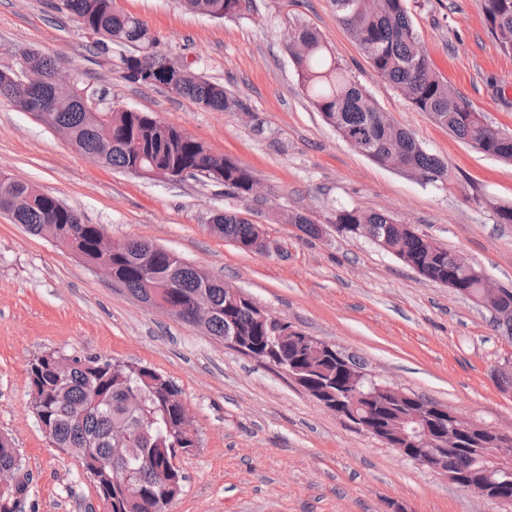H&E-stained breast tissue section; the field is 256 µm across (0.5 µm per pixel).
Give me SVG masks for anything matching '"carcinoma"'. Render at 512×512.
<instances>
[{
    "label": "carcinoma",
    "mask_w": 512,
    "mask_h": 512,
    "mask_svg": "<svg viewBox=\"0 0 512 512\" xmlns=\"http://www.w3.org/2000/svg\"><path fill=\"white\" fill-rule=\"evenodd\" d=\"M82 29L95 37V54L113 59L121 78L145 85V76L167 55L157 49L148 25L139 17L119 10L115 0H61ZM249 0H180L188 12L223 19L241 15ZM337 21L358 42L374 70L408 100L411 106L427 113L439 126L467 144L481 146L482 152L512 162V139L483 123L469 103L430 66L420 45L407 8V0H379L371 8L369 0H331ZM487 27L497 38L500 50L512 55V0H482ZM286 49L306 95L323 119L352 148L371 161L398 169L409 177L446 189L455 186L448 163L423 150L413 135L394 124L379 120L381 110L366 91L349 75L325 38L305 24L288 32ZM29 66L51 72L57 62L37 49H29ZM185 77L173 90L178 96L204 105L208 111L224 112L239 106V101L224 86L199 76L194 65L184 67ZM49 108L37 115L48 127L68 131V144L94 163L126 174L140 169L178 167L191 176L207 177L218 173L224 187L245 201L254 176L251 171L186 131L165 124L147 112L117 108L107 101L104 89H91L76 81L71 85L45 89ZM28 95V90L11 77L0 73V98L13 103ZM30 185L12 180L0 191V210H8L11 199L25 194ZM13 223L41 236L54 232L67 238L84 261L110 259L118 283L140 300L161 298L190 306L201 290H206L214 315L205 328L208 335L222 341L238 336L262 350L278 364L290 363L302 369V384L310 391L336 387L345 379L336 374V358L320 354L303 340L279 343L267 326L258 321L247 300L233 305L228 300L230 285L209 277L167 249L144 239L128 240L119 256L107 257L98 248L103 229L87 224L77 211L49 194L11 216ZM282 224H296L305 234L316 237L320 225L295 212H281ZM215 232L238 248L261 255L280 254L278 240L265 235L268 244L256 247L259 234L254 224L239 216L220 212L212 217ZM336 230L353 234V226L363 225L378 248L394 255L427 282L453 290L467 288L477 292L478 279L471 270L456 265L448 250L432 249L427 238L397 227L388 213L363 211L357 207L336 210ZM498 305L502 316L494 317L495 330L512 338V293ZM58 351L45 352L29 365L30 384L36 387L31 399L37 419L51 426L55 447L78 455L107 512H168L167 504L182 490L185 475L172 464L176 448H193L178 429V411L169 397L181 394L179 388L156 369L117 360L73 357L68 375L57 378L51 361ZM344 397L355 402L362 418L387 428L390 443L397 439L390 430L419 407L439 412L443 405L414 396L410 408L376 407L362 395L344 390ZM123 424L129 432L132 457L124 466L121 481H112L110 450L112 428ZM477 442L466 441L460 448L448 449V469L468 467V449ZM23 467L22 457L12 440L0 435V469ZM29 483L17 490L0 491V512H22Z\"/></svg>",
    "instance_id": "obj_1"
}]
</instances>
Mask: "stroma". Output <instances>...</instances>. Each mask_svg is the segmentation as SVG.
<instances>
[{"instance_id": "obj_1", "label": "stroma", "mask_w": 512, "mask_h": 512, "mask_svg": "<svg viewBox=\"0 0 512 512\" xmlns=\"http://www.w3.org/2000/svg\"><path fill=\"white\" fill-rule=\"evenodd\" d=\"M158 48L192 60L241 101L209 112L162 86H137L90 50L61 0H0V69L16 52L57 57L77 80L122 107L149 112L249 167L264 204L223 183L165 182L98 167L33 114L0 101V171L55 196L117 241H153L307 335L361 359L385 383L512 433V393L494 373L512 340L453 289L422 280L368 240L338 233L336 209L388 212L512 290V162L456 139L373 70L330 0H251L237 18L186 12L178 0H117ZM432 68L499 130L512 133V55L486 26L481 0H408ZM318 30L396 125L447 162L443 190L377 165L342 141L309 103L284 42L295 24ZM300 212L313 238L274 220ZM226 211L265 225L283 256L238 248L211 228ZM118 359L162 372L182 391L200 439L179 457L186 476L170 512H501L477 492L403 457L325 409L281 369L225 348L149 307L82 259L0 212V435L18 448L30 485L23 512H106L80 459L44 434L29 405L27 366L42 353Z\"/></svg>"}]
</instances>
